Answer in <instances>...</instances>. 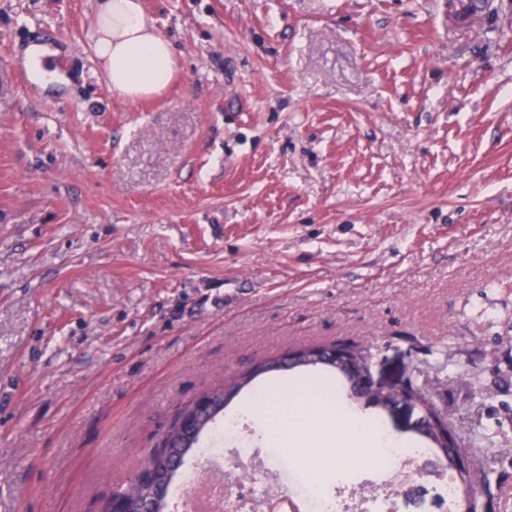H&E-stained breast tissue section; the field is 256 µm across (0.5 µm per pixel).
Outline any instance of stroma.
<instances>
[{
	"instance_id": "stroma-1",
	"label": "stroma",
	"mask_w": 512,
	"mask_h": 512,
	"mask_svg": "<svg viewBox=\"0 0 512 512\" xmlns=\"http://www.w3.org/2000/svg\"><path fill=\"white\" fill-rule=\"evenodd\" d=\"M142 4L176 66L133 102L93 0H0V73L66 61L0 88V512H104L181 405L337 341L512 438V0ZM423 462L397 512H448Z\"/></svg>"
}]
</instances>
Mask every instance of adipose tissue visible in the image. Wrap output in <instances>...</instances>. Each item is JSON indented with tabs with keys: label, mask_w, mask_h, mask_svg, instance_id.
I'll return each instance as SVG.
<instances>
[{
	"label": "adipose tissue",
	"mask_w": 512,
	"mask_h": 512,
	"mask_svg": "<svg viewBox=\"0 0 512 512\" xmlns=\"http://www.w3.org/2000/svg\"><path fill=\"white\" fill-rule=\"evenodd\" d=\"M88 44L112 92L123 99L157 95L173 77V46L145 14L141 0H96ZM300 388L297 381L270 384L247 401L257 413L278 408L282 425L275 445L288 448L311 469L341 465L346 452L363 465H376L371 421L339 413L335 403L301 396Z\"/></svg>",
	"instance_id": "1"
}]
</instances>
